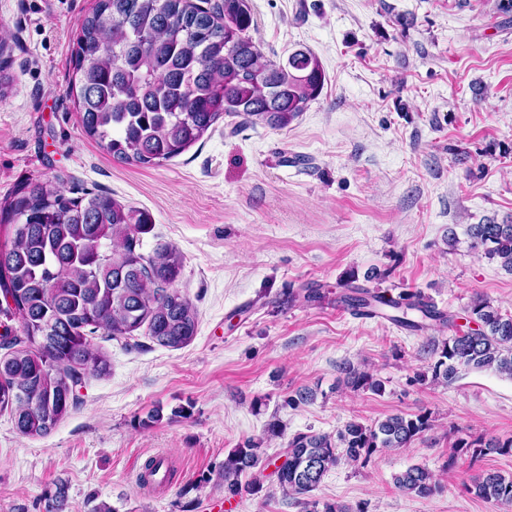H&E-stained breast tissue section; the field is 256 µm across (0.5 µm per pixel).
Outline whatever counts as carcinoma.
Returning a JSON list of instances; mask_svg holds the SVG:
<instances>
[{
	"instance_id": "1",
	"label": "carcinoma",
	"mask_w": 512,
	"mask_h": 512,
	"mask_svg": "<svg viewBox=\"0 0 512 512\" xmlns=\"http://www.w3.org/2000/svg\"><path fill=\"white\" fill-rule=\"evenodd\" d=\"M255 28L249 0H98L77 36L69 87L85 134L118 160L158 166L225 116L287 128L321 94L325 72L308 49L284 62L266 58L251 35ZM15 220L13 236L0 245V313L18 320L20 331L5 325L0 335V412L12 414L20 435L39 438L77 407L79 383L108 373L96 333L127 340L144 326L158 344L180 348L196 336L198 319L174 287L182 255L165 249L146 259L136 250L137 234L151 223L146 212L106 193L68 197L57 183L35 181L0 208L1 222ZM467 236L471 249L512 273V223L470 224ZM347 290L343 300L370 316L412 330L448 331L431 365L432 382L448 384L470 370L512 379V315L490 301L474 298L461 325L419 291L394 298L358 286ZM345 380L355 391H384L368 371L348 367ZM429 429V413L400 412L369 425L350 421L334 436L297 433L279 467L247 440L224 459V492H254L266 475L284 497L301 500L305 512H362L307 496L340 459L365 463L377 451L410 447ZM454 447L511 454L512 437L460 439ZM248 473L252 481L244 485ZM393 482L422 498L442 490L422 465ZM464 489L501 512L512 508L511 476L486 471Z\"/></svg>"
}]
</instances>
